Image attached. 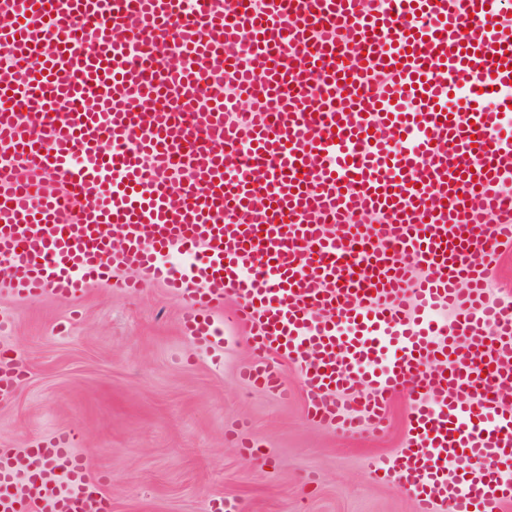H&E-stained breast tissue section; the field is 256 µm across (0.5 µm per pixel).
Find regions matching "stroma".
<instances>
[{
    "label": "stroma",
    "mask_w": 512,
    "mask_h": 512,
    "mask_svg": "<svg viewBox=\"0 0 512 512\" xmlns=\"http://www.w3.org/2000/svg\"><path fill=\"white\" fill-rule=\"evenodd\" d=\"M6 285L0 277V310L13 324L0 347L21 354L28 378L0 403V445L80 430V451L111 477L113 512H207L215 493L237 512H416L376 473L403 444L408 393L389 398L382 434L321 428L297 371L284 399L248 387L241 372L257 355L245 333L193 344L179 330L183 303L162 285H97L72 308L16 300ZM235 423L259 456L225 440Z\"/></svg>",
    "instance_id": "stroma-1"
}]
</instances>
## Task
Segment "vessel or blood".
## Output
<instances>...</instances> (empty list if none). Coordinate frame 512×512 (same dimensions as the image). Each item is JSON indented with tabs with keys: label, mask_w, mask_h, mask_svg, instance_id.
I'll use <instances>...</instances> for the list:
<instances>
[{
	"label": "vessel or blood",
	"mask_w": 512,
	"mask_h": 512,
	"mask_svg": "<svg viewBox=\"0 0 512 512\" xmlns=\"http://www.w3.org/2000/svg\"><path fill=\"white\" fill-rule=\"evenodd\" d=\"M186 1L0 0L11 292L162 284L183 336L212 344L223 315L249 386L285 395L294 367L326 428L384 432L406 390L385 476L417 512H503L512 0ZM26 376L0 352V402ZM79 442L0 446V512H112ZM495 296L512 298V249L503 251L493 274Z\"/></svg>",
	"instance_id": "obj_1"
}]
</instances>
